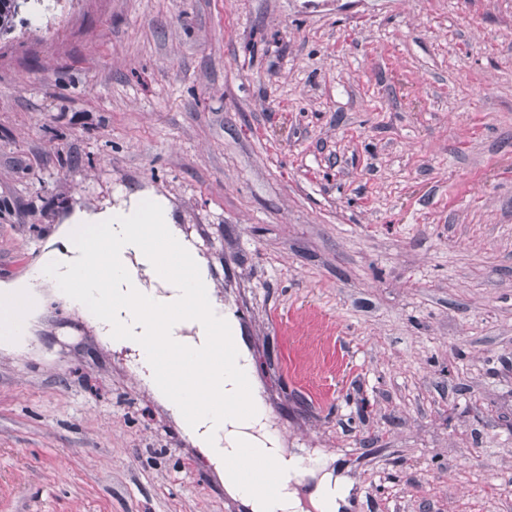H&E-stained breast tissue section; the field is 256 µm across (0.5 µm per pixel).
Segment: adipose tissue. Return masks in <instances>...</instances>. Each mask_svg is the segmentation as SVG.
<instances>
[{
  "instance_id": "obj_1",
  "label": "adipose tissue",
  "mask_w": 512,
  "mask_h": 512,
  "mask_svg": "<svg viewBox=\"0 0 512 512\" xmlns=\"http://www.w3.org/2000/svg\"><path fill=\"white\" fill-rule=\"evenodd\" d=\"M62 237L63 247L46 250L40 263L23 278L0 283L1 347H16L17 337L28 335L46 286L81 310L102 336H118L123 345L136 346L145 327L139 313L124 307L129 294L139 293L149 308L174 304L188 295V276L157 261L159 246L175 244L182 258L197 266L202 263L193 243L175 224L168 200L150 190L122 193L117 204L97 211H75L63 227ZM93 264L109 266V280L83 279V272ZM93 290L106 295L109 306L92 302L89 293ZM157 393L212 463L236 457L242 444L249 443L266 449L272 463L296 477L318 476L309 499H302L297 487L287 485L275 499L252 501V512H308L312 506L321 512H339L346 505L349 484L325 472L322 464L308 467L303 458L289 455L264 407L243 416H223L218 423L214 416L219 408L205 397L198 395L189 401L162 387Z\"/></svg>"
}]
</instances>
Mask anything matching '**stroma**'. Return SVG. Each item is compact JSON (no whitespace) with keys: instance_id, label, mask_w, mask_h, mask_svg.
Segmentation results:
<instances>
[{"instance_id":"obj_1","label":"stroma","mask_w":512,"mask_h":512,"mask_svg":"<svg viewBox=\"0 0 512 512\" xmlns=\"http://www.w3.org/2000/svg\"><path fill=\"white\" fill-rule=\"evenodd\" d=\"M149 189L346 512H512V0H49L0 37V281ZM0 512H232L46 293L0 349Z\"/></svg>"}]
</instances>
